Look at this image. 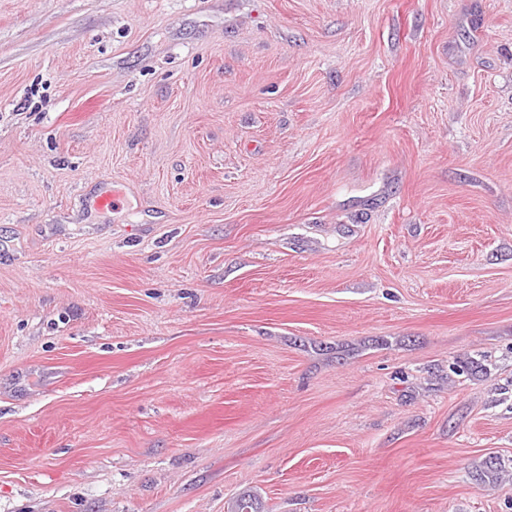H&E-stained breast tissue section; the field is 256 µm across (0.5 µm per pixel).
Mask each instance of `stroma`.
<instances>
[{"instance_id":"stroma-1","label":"stroma","mask_w":512,"mask_h":512,"mask_svg":"<svg viewBox=\"0 0 512 512\" xmlns=\"http://www.w3.org/2000/svg\"><path fill=\"white\" fill-rule=\"evenodd\" d=\"M246 490L512 512V0H0V512Z\"/></svg>"}]
</instances>
